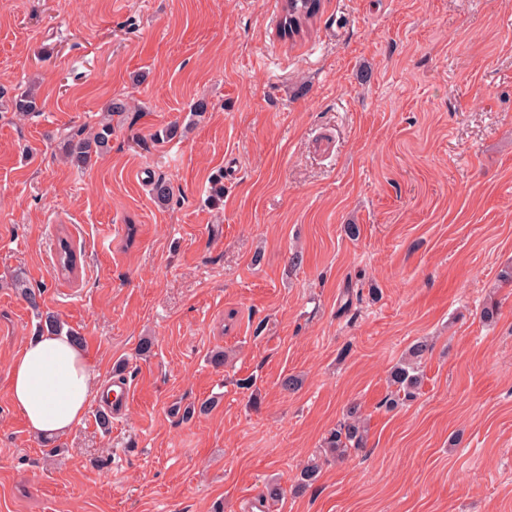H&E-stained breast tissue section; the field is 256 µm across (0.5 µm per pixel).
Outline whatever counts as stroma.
<instances>
[{
  "label": "stroma",
  "mask_w": 512,
  "mask_h": 512,
  "mask_svg": "<svg viewBox=\"0 0 512 512\" xmlns=\"http://www.w3.org/2000/svg\"><path fill=\"white\" fill-rule=\"evenodd\" d=\"M285 8L0 0V512H250L270 482L266 512H512V0H320L291 39ZM118 100L108 151L66 161ZM42 312L128 378L109 428L97 397L64 437L14 406ZM353 404L363 448L294 494ZM77 269V254L71 241L62 236L58 239V251L56 261L53 263V271L58 277L71 278ZM429 348L430 345L427 341L414 343L408 350L407 360L392 370L391 381L397 386L396 397L398 400H410L415 396L421 384L419 375L421 360L429 351Z\"/></svg>",
  "instance_id": "stroma-1"
}]
</instances>
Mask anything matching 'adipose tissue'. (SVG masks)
Here are the masks:
<instances>
[{
    "label": "adipose tissue",
    "mask_w": 512,
    "mask_h": 512,
    "mask_svg": "<svg viewBox=\"0 0 512 512\" xmlns=\"http://www.w3.org/2000/svg\"><path fill=\"white\" fill-rule=\"evenodd\" d=\"M97 375L62 333L30 341L10 365V392L33 433L64 436L83 421Z\"/></svg>",
    "instance_id": "1"
}]
</instances>
